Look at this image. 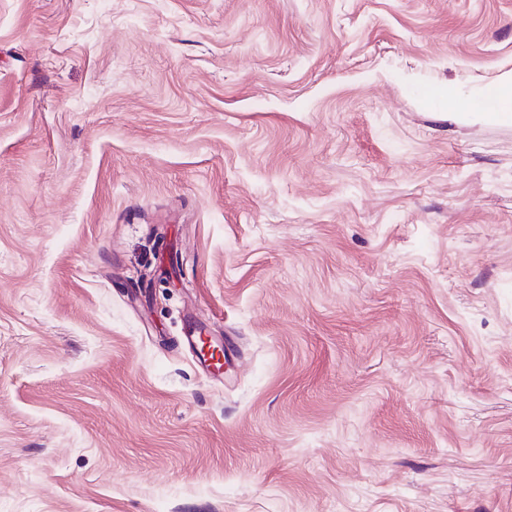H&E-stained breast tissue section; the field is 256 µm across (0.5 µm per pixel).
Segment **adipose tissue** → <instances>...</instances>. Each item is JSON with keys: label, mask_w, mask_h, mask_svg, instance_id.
Wrapping results in <instances>:
<instances>
[{"label": "adipose tissue", "mask_w": 512, "mask_h": 512, "mask_svg": "<svg viewBox=\"0 0 512 512\" xmlns=\"http://www.w3.org/2000/svg\"><path fill=\"white\" fill-rule=\"evenodd\" d=\"M427 102L442 101L449 118L471 115L486 123L512 124V74L500 77L484 90L480 98L465 97L451 90H433L426 95Z\"/></svg>", "instance_id": "adipose-tissue-1"}]
</instances>
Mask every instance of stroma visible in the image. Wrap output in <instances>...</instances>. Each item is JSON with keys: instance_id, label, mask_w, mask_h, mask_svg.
<instances>
[{"instance_id": "35a3bbf8", "label": "stroma", "mask_w": 512, "mask_h": 512, "mask_svg": "<svg viewBox=\"0 0 512 512\" xmlns=\"http://www.w3.org/2000/svg\"><path fill=\"white\" fill-rule=\"evenodd\" d=\"M508 73L512 0H0V512H512V124L422 94Z\"/></svg>"}]
</instances>
